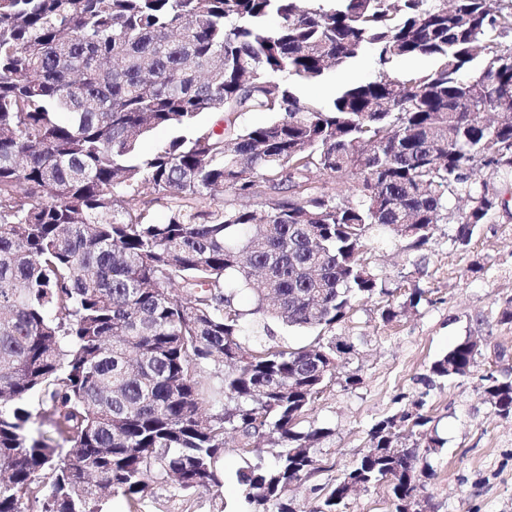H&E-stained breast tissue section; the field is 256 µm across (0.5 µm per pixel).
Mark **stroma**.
I'll return each instance as SVG.
<instances>
[{"label": "stroma", "instance_id": "obj_1", "mask_svg": "<svg viewBox=\"0 0 512 512\" xmlns=\"http://www.w3.org/2000/svg\"><path fill=\"white\" fill-rule=\"evenodd\" d=\"M380 70L375 56L365 54L298 90L325 103L342 85L376 78ZM455 232V224H437L428 243L415 249L373 231L368 257L383 291L357 303L335 331L355 346L342 372L358 373L362 382L353 389L328 386L305 417L308 425L330 428L331 436L317 450L321 470L289 491L301 512H311L319 489L334 484L363 453L373 424L418 397L445 441L430 455L432 475L425 481L434 512H512V420L496 415L478 375L427 379L432 362L468 336L480 337L484 364L502 349L505 366L512 367V323L502 320L512 300V209L480 225L468 246L455 243ZM416 288L420 303L406 306ZM390 301L402 310L386 323L380 309ZM243 464L238 437L227 435L222 489L186 494L157 484L141 512H242L236 472Z\"/></svg>", "mask_w": 512, "mask_h": 512}]
</instances>
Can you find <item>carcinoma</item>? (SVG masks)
I'll list each match as a JSON object with an SVG mask.
<instances>
[{
	"instance_id": "carcinoma-1",
	"label": "carcinoma",
	"mask_w": 512,
	"mask_h": 512,
	"mask_svg": "<svg viewBox=\"0 0 512 512\" xmlns=\"http://www.w3.org/2000/svg\"><path fill=\"white\" fill-rule=\"evenodd\" d=\"M509 32L502 0H0V512H102L105 490L138 512L152 483L220 488L230 431L245 454L277 445L236 473L245 512H301L288 488L331 435L304 418L353 352L328 333L383 292L371 232L420 248L452 220L466 246L509 206L475 181L512 176V123L488 118L512 111ZM365 53L382 72L329 103L288 82ZM412 56L434 69L386 73ZM243 112L275 119L244 129ZM205 113L222 129H197ZM159 128L192 135L140 155ZM272 323L318 334L290 348ZM477 356L468 337L430 374L468 377ZM481 381L512 418V375ZM424 407L374 424L312 512H343L353 484L426 512L444 441ZM35 414L82 454L31 432Z\"/></svg>"
}]
</instances>
